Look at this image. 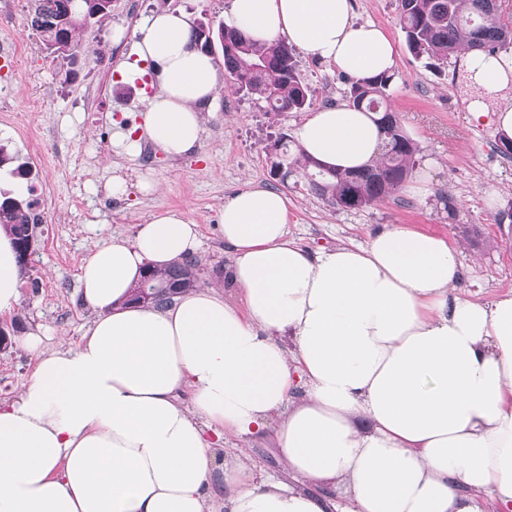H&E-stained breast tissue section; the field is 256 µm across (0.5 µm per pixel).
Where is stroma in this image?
Listing matches in <instances>:
<instances>
[{
	"label": "stroma",
	"instance_id": "stroma-1",
	"mask_svg": "<svg viewBox=\"0 0 512 512\" xmlns=\"http://www.w3.org/2000/svg\"><path fill=\"white\" fill-rule=\"evenodd\" d=\"M180 8L192 19L222 22L230 0H112V17L101 29L80 34L74 65L54 58L30 27L31 0H0V145L15 162L27 164L29 178L0 167V190L36 200L45 222L21 270L20 301L0 315L11 344L0 349V400L14 397L34 369L37 355L22 344L28 333L46 345L77 343L93 314L81 299L84 260L109 236H133L152 216L178 211L198 225L203 239L195 259L199 279L230 288L231 255L218 227L225 197L251 183L279 189L288 198V236L317 252L339 244L363 245L377 230L405 224L448 239L460 252L463 297L490 301L512 293V224L498 221L512 201V159L497 149L491 118L475 125L457 79V64L443 72L425 66L408 50L397 0H354L359 22H372L393 40L397 67L391 106L419 149L416 174L427 191L399 186L384 200L360 209L326 205L312 194L300 168L287 181L270 174V147L293 134L301 112H271L263 101L243 98L221 83L219 105L204 115L199 147L168 159L149 144L131 158L112 147V125L141 123V84L119 83L113 68L129 52L137 24L151 13ZM297 74L314 91L313 106L347 101L350 80L336 67L298 54ZM43 106L32 109V99ZM126 179L124 195L112 198L114 176ZM146 177L160 184L146 194ZM453 199L448 216L438 195Z\"/></svg>",
	"mask_w": 512,
	"mask_h": 512
}]
</instances>
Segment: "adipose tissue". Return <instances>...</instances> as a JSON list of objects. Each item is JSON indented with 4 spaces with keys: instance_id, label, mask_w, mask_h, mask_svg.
Returning a JSON list of instances; mask_svg holds the SVG:
<instances>
[{
    "instance_id": "obj_1",
    "label": "adipose tissue",
    "mask_w": 512,
    "mask_h": 512,
    "mask_svg": "<svg viewBox=\"0 0 512 512\" xmlns=\"http://www.w3.org/2000/svg\"><path fill=\"white\" fill-rule=\"evenodd\" d=\"M226 23L356 79L395 69L392 41L356 21L352 0H232ZM191 28L184 11L152 13L115 67L126 83L158 69L138 133H115L128 156L145 140L169 158L201 142L219 72ZM462 66L481 92L466 105L472 120L493 115L512 138V49L466 53ZM295 135L338 170L373 164L381 143L372 114L346 105L311 113ZM288 222L280 191L225 198L236 301L203 285L166 308L129 304L145 269L201 250L176 211L85 259L94 319L73 347L25 336L36 367L0 400V512H481L483 491L512 503V293L462 298L459 254L441 236L396 224L312 254ZM20 279L0 230V313L18 305ZM261 433L288 472L344 506L258 475L245 449L222 457L226 436Z\"/></svg>"
}]
</instances>
